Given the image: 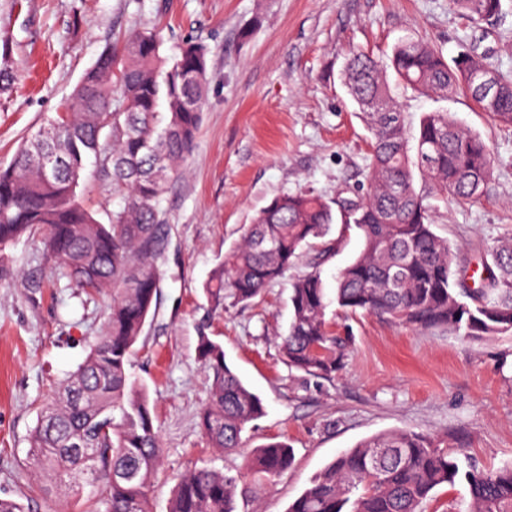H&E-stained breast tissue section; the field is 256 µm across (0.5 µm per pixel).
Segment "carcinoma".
<instances>
[{"mask_svg":"<svg viewBox=\"0 0 512 512\" xmlns=\"http://www.w3.org/2000/svg\"><path fill=\"white\" fill-rule=\"evenodd\" d=\"M473 24L502 13V0H451ZM9 39H0V90L14 79ZM159 26L119 34L84 73L65 111L19 145L0 169V284L15 277L6 250L39 237L51 267L87 295L111 304L101 336L85 359L40 407L28 437L27 467L48 487L68 477L102 483L97 512H153L151 489L161 459L147 386L130 372L136 344L156 307L161 260L171 225L160 210L167 185L192 151L208 93L207 50L187 41L172 52ZM494 70L496 92L484 96L475 74ZM419 94L446 99L461 92L478 111L512 127V75L485 54L464 51L448 63L438 46L405 39L380 60L352 49L342 78L372 135L367 191L344 203L362 249L339 270L328 296L319 267L341 239L330 237L336 211L309 190L275 196L245 226L203 291L214 311L246 306L281 279L311 241L310 270L291 282L292 315L278 337L289 368L329 379L340 370L346 340L328 330L327 308L372 313L425 332L444 328L468 339L512 335V236L492 247L494 269L479 288L457 277L462 247L439 235L430 200L475 201L494 160L481 137L449 112H429L410 147L406 118L388 75ZM93 176L124 195L103 223L81 201L88 162ZM198 360L210 373L199 429L209 447L232 453L261 418L264 405L224 360L220 341L204 334ZM455 436L410 430L358 441L321 469L288 512H422L432 492L468 485L466 512H512V465L462 469ZM292 450L275 441L250 451L243 470L191 468L178 478L168 512H236L238 497L291 466Z\"/></svg>","mask_w":512,"mask_h":512,"instance_id":"carcinoma-1","label":"carcinoma"}]
</instances>
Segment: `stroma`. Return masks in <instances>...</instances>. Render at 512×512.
<instances>
[{
  "label": "stroma",
  "mask_w": 512,
  "mask_h": 512,
  "mask_svg": "<svg viewBox=\"0 0 512 512\" xmlns=\"http://www.w3.org/2000/svg\"><path fill=\"white\" fill-rule=\"evenodd\" d=\"M500 20L468 24L449 0H0L15 80L0 92V166L56 112L115 32L163 24L169 44L208 50L209 91L194 149L161 200L172 224L165 278L132 370L149 390L163 456L152 488L167 512L175 476L188 468L243 467L248 449L286 442L294 464L238 512H287L311 478L360 439L395 429L458 436L461 457L486 468L512 463V335L465 339L417 332L382 317L338 314L332 333L350 339L334 378L290 369L278 336L290 319V277L248 306L211 311L203 284L244 225L276 195L300 189L332 202L363 180L371 135L340 78L344 56L383 57L401 38L488 52L512 73V0ZM411 132L425 113L452 112L490 147L494 176L479 200L432 201L437 232L461 245L471 283L491 248L512 234V128L456 94L435 100L398 87ZM16 278L0 285V497H29L30 512H95L99 488L45 492L24 461L37 412L100 336L110 299L54 277L34 239L9 251ZM46 288L29 294L28 279ZM218 337L229 367L261 398L265 413L245 451L226 455L202 438L199 413L211 380L197 357L200 333Z\"/></svg>",
  "instance_id": "obj_1"
}]
</instances>
